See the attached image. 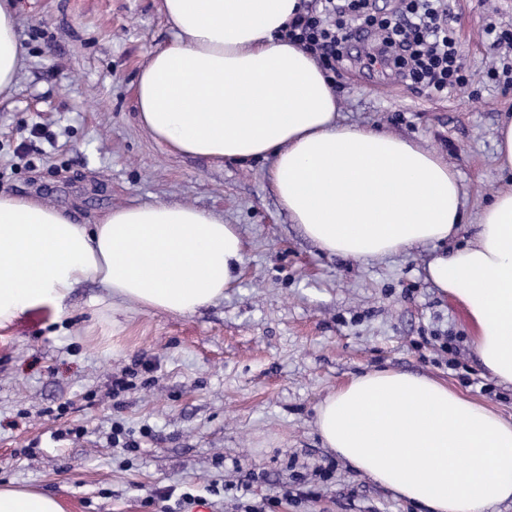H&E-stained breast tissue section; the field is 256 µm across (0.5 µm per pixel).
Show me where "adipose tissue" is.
I'll use <instances>...</instances> for the list:
<instances>
[{
    "label": "adipose tissue",
    "instance_id": "ef3b65f1",
    "mask_svg": "<svg viewBox=\"0 0 512 512\" xmlns=\"http://www.w3.org/2000/svg\"><path fill=\"white\" fill-rule=\"evenodd\" d=\"M301 0H162L173 39L136 84L140 125L168 153L267 158L280 203L322 251L366 261L453 238L465 223L456 171L437 152L338 121L314 55L282 40ZM16 0H0V94L24 66ZM235 225L194 206L116 207L76 223L38 197L0 193V326L62 310L86 281L112 309L187 315L220 301L244 263ZM464 308L473 350L512 384V185L466 246L427 264ZM327 448L424 512H496L512 503V419L438 380L394 370L351 378L319 406ZM0 512H67L58 497L0 487Z\"/></svg>",
    "mask_w": 512,
    "mask_h": 512
}]
</instances>
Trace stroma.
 Returning <instances> with one entry per match:
<instances>
[{
  "label": "stroma",
  "instance_id": "stroma-1",
  "mask_svg": "<svg viewBox=\"0 0 512 512\" xmlns=\"http://www.w3.org/2000/svg\"><path fill=\"white\" fill-rule=\"evenodd\" d=\"M19 5L26 62L0 98V192L36 195L81 224L115 206L191 205L236 225L245 263L223 300L192 315L114 311L87 282L62 319L35 308L0 328V484L59 497L69 512H164L170 485L193 486L209 512H419L325 448L315 418L336 387L384 368L512 417V386L481 368L464 310L426 275L432 245L365 262L327 254L282 207L269 160L163 152L135 95L173 34L161 0ZM444 6L466 85L433 95L352 61L336 89L341 124L410 140L458 171L468 222L453 249L504 184L495 130L512 113V56L483 30L512 29V0ZM118 377L127 387L116 393ZM117 426L139 451L112 447Z\"/></svg>",
  "mask_w": 512,
  "mask_h": 512
}]
</instances>
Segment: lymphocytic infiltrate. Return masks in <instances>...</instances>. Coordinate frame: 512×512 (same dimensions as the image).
<instances>
[{"label": "lymphocytic infiltrate", "instance_id": "1", "mask_svg": "<svg viewBox=\"0 0 512 512\" xmlns=\"http://www.w3.org/2000/svg\"><path fill=\"white\" fill-rule=\"evenodd\" d=\"M357 31L369 37L366 68H394L435 94L461 81L460 52L441 0H400L384 15L371 12L368 0H315L313 11L299 13L282 37L318 55L332 71Z\"/></svg>", "mask_w": 512, "mask_h": 512}]
</instances>
